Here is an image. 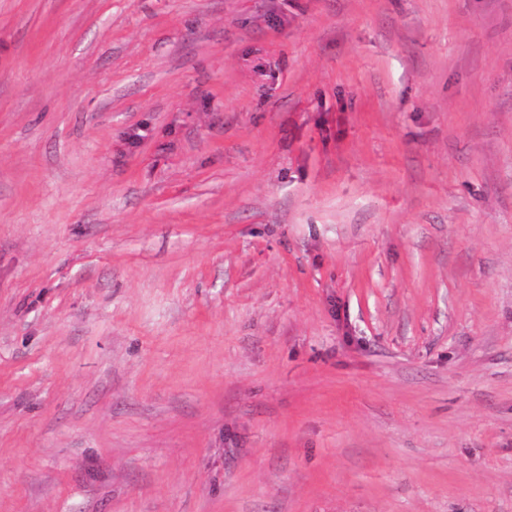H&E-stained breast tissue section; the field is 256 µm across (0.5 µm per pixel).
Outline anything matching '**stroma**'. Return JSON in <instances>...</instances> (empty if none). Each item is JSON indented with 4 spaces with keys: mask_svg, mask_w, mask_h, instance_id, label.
Returning a JSON list of instances; mask_svg holds the SVG:
<instances>
[{
    "mask_svg": "<svg viewBox=\"0 0 512 512\" xmlns=\"http://www.w3.org/2000/svg\"><path fill=\"white\" fill-rule=\"evenodd\" d=\"M0 512H512V0H0Z\"/></svg>",
    "mask_w": 512,
    "mask_h": 512,
    "instance_id": "1",
    "label": "stroma"
}]
</instances>
